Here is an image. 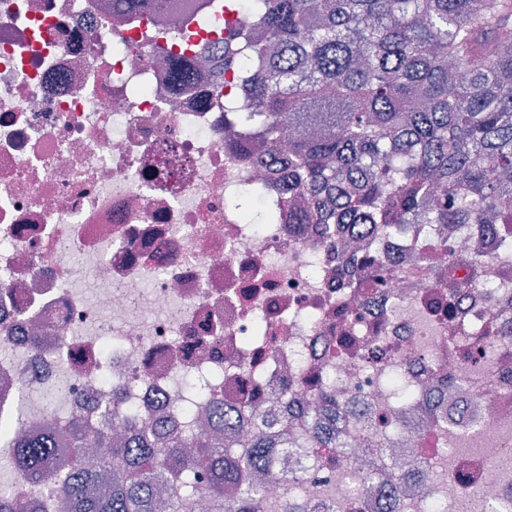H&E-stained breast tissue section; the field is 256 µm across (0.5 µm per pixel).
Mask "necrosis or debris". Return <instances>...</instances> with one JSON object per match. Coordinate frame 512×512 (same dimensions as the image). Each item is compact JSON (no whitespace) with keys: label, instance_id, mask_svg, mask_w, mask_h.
I'll use <instances>...</instances> for the list:
<instances>
[{"label":"necrosis or debris","instance_id":"4bbe7bcc","mask_svg":"<svg viewBox=\"0 0 512 512\" xmlns=\"http://www.w3.org/2000/svg\"><path fill=\"white\" fill-rule=\"evenodd\" d=\"M198 27L165 30L118 0H0V426L47 420L38 396L99 418L174 411L234 430L238 409L304 422L318 391L349 403L348 454L292 448L288 469L331 512H386L393 488L348 479L397 409L461 385L447 432L397 455L440 460L403 482L412 512H512V343L492 314L512 288L448 294L420 281L411 239L386 238V287L347 292L323 227L288 224L278 167L224 151V84L178 85L151 47L208 69ZM251 201L271 220H248ZM40 349H33L32 339Z\"/></svg>","mask_w":512,"mask_h":512}]
</instances>
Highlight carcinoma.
Here are the masks:
<instances>
[{
    "label": "carcinoma",
    "mask_w": 512,
    "mask_h": 512,
    "mask_svg": "<svg viewBox=\"0 0 512 512\" xmlns=\"http://www.w3.org/2000/svg\"><path fill=\"white\" fill-rule=\"evenodd\" d=\"M211 0H192L187 21L210 27ZM254 28L242 34L229 17L239 0H224V69L249 57L237 73L243 96L224 98V122L245 140L280 154L288 140L297 224H326L324 246L342 262L370 270L383 286V257L343 250V229L373 225L395 234L406 224L450 232L479 224L473 247L448 253V269L433 287L448 290V315L470 290L490 288L487 248L512 267V0H251ZM122 392L112 397L110 440ZM317 424L301 429L281 420L271 427L250 407L239 410L252 433L237 444L224 434L186 436L173 422L164 431L124 418L132 439L111 445L92 470L83 464L86 426L48 425L13 437L0 427L16 470L44 488L28 505L0 491V512H156V489L168 512L204 495L210 512H314L289 494L299 482L283 467L287 448L307 438L313 448H347L336 437L349 407L318 393ZM452 412L428 413L429 428L446 430ZM123 465L112 470V459ZM438 465L407 463L394 472L379 460L371 480L399 484ZM203 471L208 484L198 485ZM283 492L271 500L267 484Z\"/></svg>",
    "instance_id": "carcinoma-1"
}]
</instances>
